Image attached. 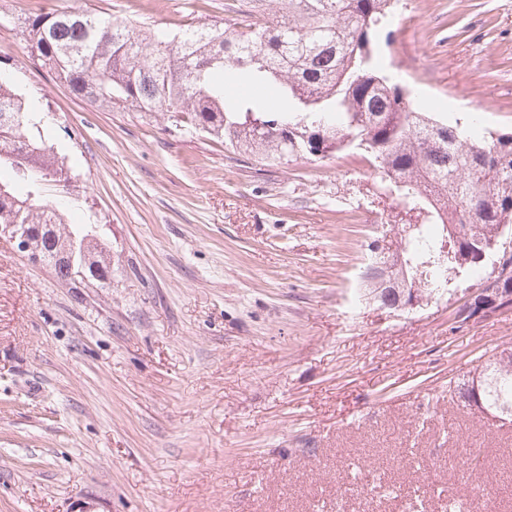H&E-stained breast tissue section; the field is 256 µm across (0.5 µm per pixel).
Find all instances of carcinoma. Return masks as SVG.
Returning <instances> with one entry per match:
<instances>
[{
    "instance_id": "1",
    "label": "carcinoma",
    "mask_w": 512,
    "mask_h": 512,
    "mask_svg": "<svg viewBox=\"0 0 512 512\" xmlns=\"http://www.w3.org/2000/svg\"><path fill=\"white\" fill-rule=\"evenodd\" d=\"M259 24L189 26L160 37L127 19L81 11L31 12L21 34L61 88L103 107L125 104L224 141L259 163L367 153L385 188L398 194L401 226L415 225L396 250L375 253L364 277L380 307H412L459 278L470 287L512 286V131L485 134L423 112L379 67L380 35L392 0H250ZM229 83L270 87L275 100L230 96ZM0 224H55L74 240L73 258L53 271L86 281L91 257L112 278L108 244L67 224L37 195L65 182L35 113L0 72ZM499 264L492 276L488 257ZM448 400L512 420V352L492 355L478 376L448 387Z\"/></svg>"
}]
</instances>
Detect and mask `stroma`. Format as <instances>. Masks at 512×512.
I'll use <instances>...</instances> for the list:
<instances>
[{"label":"stroma","mask_w":512,"mask_h":512,"mask_svg":"<svg viewBox=\"0 0 512 512\" xmlns=\"http://www.w3.org/2000/svg\"><path fill=\"white\" fill-rule=\"evenodd\" d=\"M92 7L172 31L242 0H0V72L111 247L75 288L0 239V512H512V422L448 400L512 309L453 326L362 272L401 207L366 154L264 166L160 115L71 98L19 34ZM379 61L421 108L512 130V0H401Z\"/></svg>","instance_id":"1"}]
</instances>
